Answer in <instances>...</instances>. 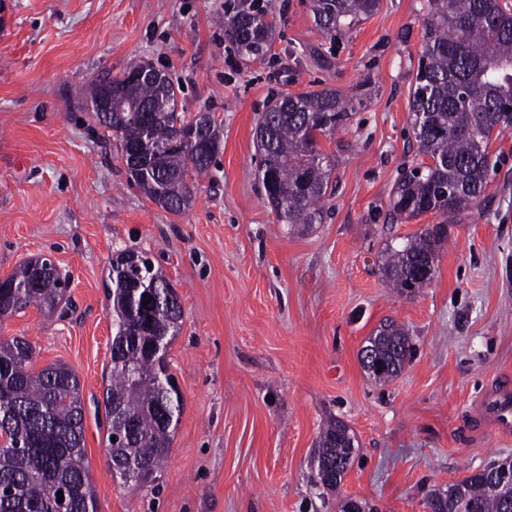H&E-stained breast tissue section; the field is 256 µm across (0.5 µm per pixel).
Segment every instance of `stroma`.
Listing matches in <instances>:
<instances>
[{"label":"stroma","mask_w":512,"mask_h":512,"mask_svg":"<svg viewBox=\"0 0 512 512\" xmlns=\"http://www.w3.org/2000/svg\"><path fill=\"white\" fill-rule=\"evenodd\" d=\"M423 5L380 0L331 45L307 0H274L271 49L251 60L224 35V0H0V278L45 254L69 279L67 316L32 306L0 320V337L30 342L35 369L77 372L98 512H338L343 498L427 512L430 493L512 458V439L475 435L467 413L496 375H512V128L492 137L486 198L448 224L430 284L400 296L379 270L386 245L443 222L396 221L389 206L420 161L409 91ZM134 60L164 67L179 112L210 113L220 131L182 215L128 182L91 109L98 80ZM323 88L366 98L320 136L336 190L321 223L292 233L265 201L254 128L275 99ZM123 249L149 253L182 306L165 359L184 405L152 489L108 471L105 285ZM388 319L412 355L383 383L359 353ZM332 419L358 441L334 490L314 463Z\"/></svg>","instance_id":"1"}]
</instances>
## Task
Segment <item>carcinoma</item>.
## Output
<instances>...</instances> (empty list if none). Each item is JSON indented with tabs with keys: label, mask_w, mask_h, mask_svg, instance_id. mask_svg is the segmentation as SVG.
<instances>
[{
	"label": "carcinoma",
	"mask_w": 512,
	"mask_h": 512,
	"mask_svg": "<svg viewBox=\"0 0 512 512\" xmlns=\"http://www.w3.org/2000/svg\"><path fill=\"white\" fill-rule=\"evenodd\" d=\"M380 0H309L319 32L331 39L353 30L379 8ZM272 0H224V35L240 55L261 59L273 35ZM424 51L410 88L409 112L419 154L430 159L404 171L393 189L392 211L416 218L435 211L454 218L480 202L491 179L488 145L495 127L508 125L512 106V10L500 0H425ZM148 65L132 63L106 81L112 87V116L100 121L120 143V154H146L145 168L129 173L144 195L160 208L180 215L192 206L195 181L208 173L220 147L215 121L202 147L189 136L197 119L178 112L174 84L168 78L137 80ZM363 93L336 89L277 99L263 112L255 130L261 157L265 199L277 220L293 231L322 222L321 201L331 187L333 162L316 135L331 134L352 118ZM448 231L436 224L406 238L381 256L380 270L400 295L428 284L425 270L436 260ZM113 344L109 383L104 392L107 418L119 411L131 434L114 443L107 429L109 464L128 468L123 484L155 483L169 456L183 397L172 384L165 357L151 354V337L126 315L128 274H109ZM143 284L166 286L169 280L152 266ZM12 288H0V318L29 306L52 316L68 286L56 278L50 288L28 286L25 266L10 276ZM181 312L165 306L148 321L176 332ZM374 379L386 382L408 361L411 346L394 323L379 326L367 339ZM35 351L19 337L0 338V512H97L85 453L84 412L77 373L64 364L33 370ZM354 434L333 419L320 433L315 450L319 480L329 489L343 481L357 453ZM512 470V459L494 461L448 489L430 494L431 512H512V483L492 477ZM63 492L64 501L57 502Z\"/></svg>",
	"instance_id": "carcinoma-1"
}]
</instances>
